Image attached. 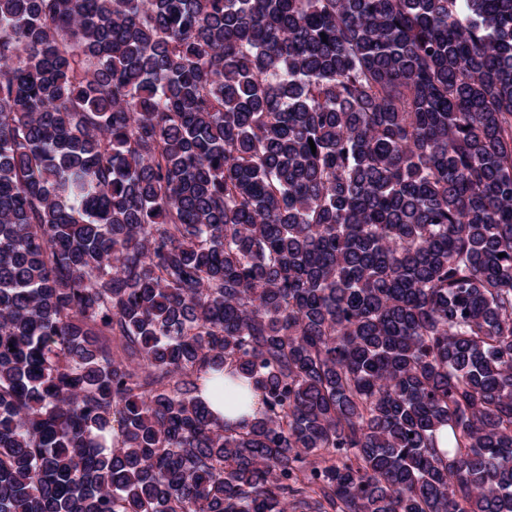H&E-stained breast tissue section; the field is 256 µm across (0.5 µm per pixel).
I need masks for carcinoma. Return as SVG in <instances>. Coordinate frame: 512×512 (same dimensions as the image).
I'll return each instance as SVG.
<instances>
[{
    "instance_id": "obj_1",
    "label": "carcinoma",
    "mask_w": 512,
    "mask_h": 512,
    "mask_svg": "<svg viewBox=\"0 0 512 512\" xmlns=\"http://www.w3.org/2000/svg\"><path fill=\"white\" fill-rule=\"evenodd\" d=\"M0 512H512V0H0ZM239 381L244 389L236 384H227V386L239 391L241 395L245 390L248 395V398L245 400L247 405L242 404V398L239 403L225 405L223 395L222 399L218 397L211 386L201 395V398L208 405L210 411L215 416L219 417L220 420L227 421L229 424H232V426L239 425V423L244 424L247 420L253 418L257 412L256 409L260 407L258 404L260 396H257V393L251 390L249 381L243 377H240ZM244 419L246 420L244 421Z\"/></svg>"
}]
</instances>
